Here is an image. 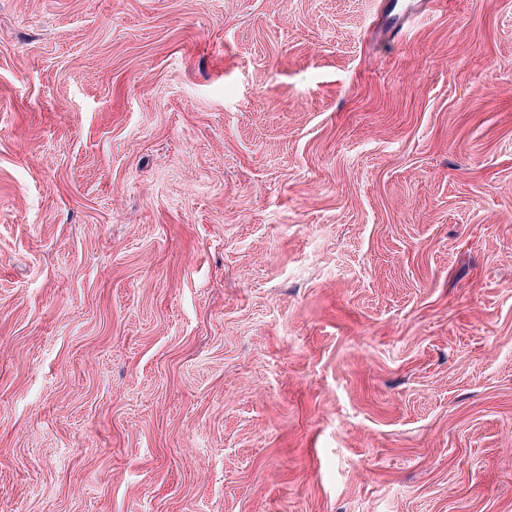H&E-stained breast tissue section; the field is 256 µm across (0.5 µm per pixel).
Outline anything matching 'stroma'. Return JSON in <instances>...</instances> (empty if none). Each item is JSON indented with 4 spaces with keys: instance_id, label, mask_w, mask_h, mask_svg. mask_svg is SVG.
I'll list each match as a JSON object with an SVG mask.
<instances>
[{
    "instance_id": "obj_1",
    "label": "stroma",
    "mask_w": 512,
    "mask_h": 512,
    "mask_svg": "<svg viewBox=\"0 0 512 512\" xmlns=\"http://www.w3.org/2000/svg\"><path fill=\"white\" fill-rule=\"evenodd\" d=\"M0 0V512H512V0Z\"/></svg>"
}]
</instances>
